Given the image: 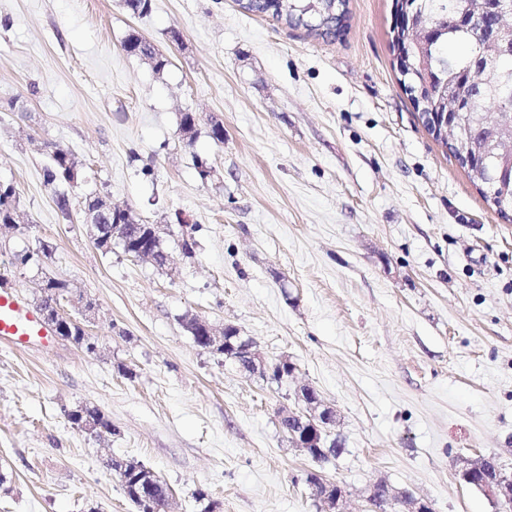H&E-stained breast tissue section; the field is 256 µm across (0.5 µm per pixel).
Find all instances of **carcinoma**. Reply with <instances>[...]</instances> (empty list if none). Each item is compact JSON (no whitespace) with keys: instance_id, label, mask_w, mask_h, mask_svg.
I'll return each instance as SVG.
<instances>
[{"instance_id":"cac0c4a2","label":"carcinoma","mask_w":512,"mask_h":512,"mask_svg":"<svg viewBox=\"0 0 512 512\" xmlns=\"http://www.w3.org/2000/svg\"><path fill=\"white\" fill-rule=\"evenodd\" d=\"M399 3L407 5L408 13L393 9L390 26L398 81L427 131L452 153L485 201L501 217H508L512 211V93L505 90L512 89V57L501 51L512 46V28L499 25L497 4L486 0H393ZM347 5L348 0H245L241 8L332 39L343 32ZM476 13L483 19L479 33L470 28L468 20H460ZM123 50L148 59L158 71L167 65L152 44L135 35L126 37ZM461 100L470 108L459 112L451 133L437 131L430 114L450 110ZM76 167L71 154L57 148L42 171L43 182L51 187L70 182L77 175ZM19 209L14 186L0 182V224H16ZM104 222L108 236L112 225L127 226L128 241L116 243L127 255L144 244L155 245L152 231H147V239L140 236L137 221L127 210L109 212ZM51 252V246L41 241L34 248L13 253L12 265L20 271L39 267ZM68 293L67 282L49 277L42 281L37 308L52 310ZM69 418L78 426L91 421L99 430L114 433L112 422L95 407L77 409ZM342 452L336 438L327 447L306 450L315 464ZM114 467L122 469L119 481L129 500H134L144 481L152 487L147 512H165L168 487L155 473L138 462H116Z\"/></svg>"}]
</instances>
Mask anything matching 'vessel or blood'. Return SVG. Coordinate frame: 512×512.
<instances>
[{
	"mask_svg": "<svg viewBox=\"0 0 512 512\" xmlns=\"http://www.w3.org/2000/svg\"><path fill=\"white\" fill-rule=\"evenodd\" d=\"M54 332L42 313L24 301L12 288L0 289V343L25 348L32 342L50 344Z\"/></svg>",
	"mask_w": 512,
	"mask_h": 512,
	"instance_id": "b4317fda",
	"label": "vessel or blood"
}]
</instances>
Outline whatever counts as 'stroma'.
I'll use <instances>...</instances> for the list:
<instances>
[{"label": "stroma", "instance_id": "stroma-1", "mask_svg": "<svg viewBox=\"0 0 512 512\" xmlns=\"http://www.w3.org/2000/svg\"><path fill=\"white\" fill-rule=\"evenodd\" d=\"M391 4L349 0L331 41L236 0H152L142 17L123 0H0V181L21 201L0 277L31 304L46 274L91 296L98 346H0V512H134L111 458L152 468L170 512H320L315 467L277 420L299 382L337 414L345 451L320 470L345 512H368L381 481L435 512H496L458 472L512 467V220L403 91ZM133 31L163 71L123 51ZM55 146L80 168L67 218L42 180ZM95 193L157 225L169 264L97 249L78 210ZM41 240L43 270H16ZM187 315L235 326L295 381L199 348ZM85 405L115 434L74 427ZM35 248H26L12 254L11 264L18 270H28L32 267L41 266L44 259H47L52 252L51 246L42 241H38Z\"/></svg>", "mask_w": 512, "mask_h": 512}]
</instances>
